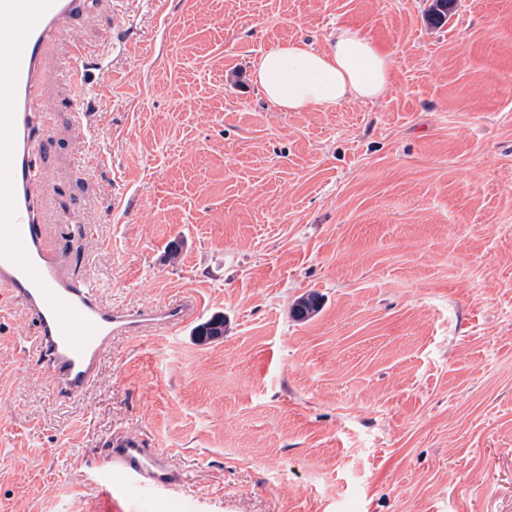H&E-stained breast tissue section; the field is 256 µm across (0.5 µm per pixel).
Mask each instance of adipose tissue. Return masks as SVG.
<instances>
[{
  "label": "adipose tissue",
  "instance_id": "ef3b65f1",
  "mask_svg": "<svg viewBox=\"0 0 512 512\" xmlns=\"http://www.w3.org/2000/svg\"><path fill=\"white\" fill-rule=\"evenodd\" d=\"M391 53L349 29L323 51L295 40L263 53L253 78L264 96L285 112L330 106L348 98L372 99L390 85Z\"/></svg>",
  "mask_w": 512,
  "mask_h": 512
}]
</instances>
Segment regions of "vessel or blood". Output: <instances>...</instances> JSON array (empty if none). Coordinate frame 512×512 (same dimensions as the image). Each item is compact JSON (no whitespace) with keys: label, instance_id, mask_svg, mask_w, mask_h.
Wrapping results in <instances>:
<instances>
[{"label":"vessel or blood","instance_id":"obj_1","mask_svg":"<svg viewBox=\"0 0 512 512\" xmlns=\"http://www.w3.org/2000/svg\"><path fill=\"white\" fill-rule=\"evenodd\" d=\"M86 0H0V305L21 302L34 317L31 351L46 363L54 393L83 394L118 337H139L195 321L199 304L183 296L157 307L120 308L105 303L96 283L66 269L45 239L44 195L32 167L49 140L41 128L39 86L50 46L66 41L63 77L76 140L95 139L84 108L94 79L109 57L97 46L71 39ZM106 457L121 481L120 499L137 500L180 481L168 458L131 435L111 437Z\"/></svg>","mask_w":512,"mask_h":512}]
</instances>
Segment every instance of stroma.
I'll use <instances>...</instances> for the list:
<instances>
[{
    "label": "stroma",
    "mask_w": 512,
    "mask_h": 512,
    "mask_svg": "<svg viewBox=\"0 0 512 512\" xmlns=\"http://www.w3.org/2000/svg\"><path fill=\"white\" fill-rule=\"evenodd\" d=\"M98 0L96 153L58 62L43 106L50 239L105 302L182 295L193 326L119 337L48 395L33 319L0 312V512H109L104 448L183 470L141 512H512V0ZM349 28L391 52L371 100L285 112L262 53ZM94 224L87 234L84 223ZM322 298L312 319L293 309Z\"/></svg>",
    "instance_id": "35a3bbf8"
}]
</instances>
